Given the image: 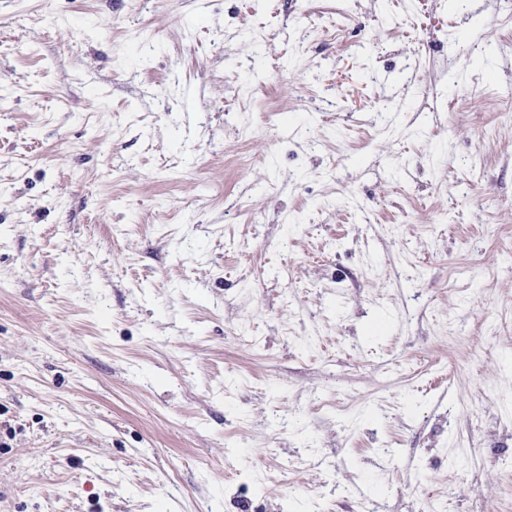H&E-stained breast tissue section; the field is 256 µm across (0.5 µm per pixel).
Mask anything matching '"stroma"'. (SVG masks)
I'll use <instances>...</instances> for the list:
<instances>
[{
	"label": "stroma",
	"instance_id": "35a3bbf8",
	"mask_svg": "<svg viewBox=\"0 0 512 512\" xmlns=\"http://www.w3.org/2000/svg\"><path fill=\"white\" fill-rule=\"evenodd\" d=\"M0 512H512V0H0Z\"/></svg>",
	"mask_w": 512,
	"mask_h": 512
}]
</instances>
